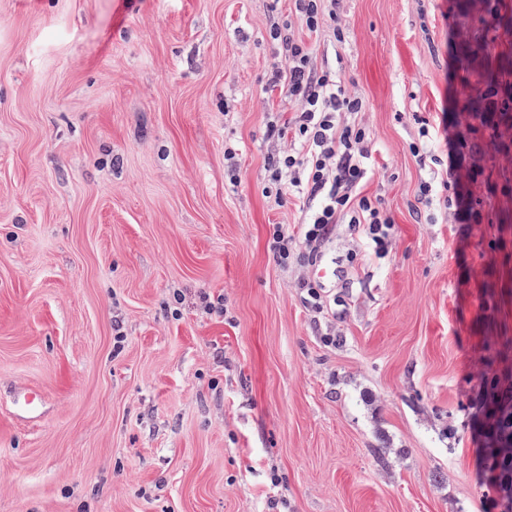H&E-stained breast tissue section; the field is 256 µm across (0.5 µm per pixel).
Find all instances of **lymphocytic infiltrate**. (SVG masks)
<instances>
[{
  "mask_svg": "<svg viewBox=\"0 0 512 512\" xmlns=\"http://www.w3.org/2000/svg\"><path fill=\"white\" fill-rule=\"evenodd\" d=\"M270 37L284 56L283 64L269 72L267 89L283 88L298 104L287 121L270 120L269 138L280 149L265 161V193L276 202L297 197L302 202V221L294 227H269L268 250L282 267L297 263L306 268L296 288L307 309L321 314L330 310V293L320 273L327 265V250L339 225H346L352 238L361 241L376 257H385L395 235V225L378 202L362 196L360 188L371 172L370 139L356 121L362 109L334 71L315 65L308 47L288 31L272 26ZM512 129V86L492 84L483 95V108L474 113L467 133L455 134L448 148V175L422 182L418 204L443 201L454 210L461 224L481 223L471 186L473 171L465 170L467 154L480 150L477 133L488 134L501 150L512 143L502 140V128ZM495 409L487 419L491 442L484 455L495 474V489L512 502V431L504 421L512 419V391L501 393L497 385L487 388Z\"/></svg>",
  "mask_w": 512,
  "mask_h": 512,
  "instance_id": "lymphocytic-infiltrate-1",
  "label": "lymphocytic infiltrate"
}]
</instances>
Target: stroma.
<instances>
[{"mask_svg": "<svg viewBox=\"0 0 512 512\" xmlns=\"http://www.w3.org/2000/svg\"><path fill=\"white\" fill-rule=\"evenodd\" d=\"M336 15L340 39L290 0H0V512H507L473 399L512 384V153L469 156L466 228L417 217L436 166L410 146L446 156L438 129L512 82V0ZM275 24L361 100V193L395 224L332 316L267 250L302 220L263 192L267 122L297 109L265 87Z\"/></svg>", "mask_w": 512, "mask_h": 512, "instance_id": "1", "label": "stroma"}]
</instances>
